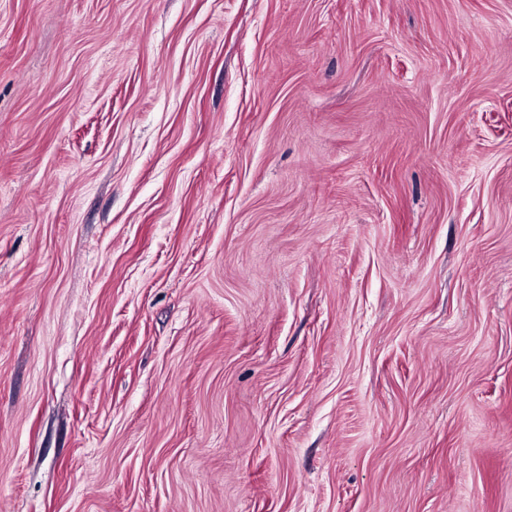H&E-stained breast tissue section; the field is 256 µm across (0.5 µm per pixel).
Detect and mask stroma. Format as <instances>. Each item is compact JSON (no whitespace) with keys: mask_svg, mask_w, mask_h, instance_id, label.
<instances>
[{"mask_svg":"<svg viewBox=\"0 0 512 512\" xmlns=\"http://www.w3.org/2000/svg\"><path fill=\"white\" fill-rule=\"evenodd\" d=\"M0 512H512V0H0Z\"/></svg>","mask_w":512,"mask_h":512,"instance_id":"obj_1","label":"stroma"}]
</instances>
